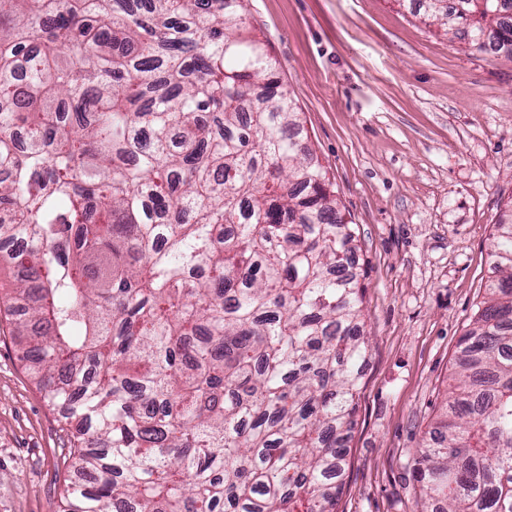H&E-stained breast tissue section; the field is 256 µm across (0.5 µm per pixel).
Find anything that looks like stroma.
<instances>
[{
    "mask_svg": "<svg viewBox=\"0 0 512 512\" xmlns=\"http://www.w3.org/2000/svg\"><path fill=\"white\" fill-rule=\"evenodd\" d=\"M356 226L369 355L338 512H415L467 319L512 218V61L413 0H247ZM0 324V512H57L70 431Z\"/></svg>",
    "mask_w": 512,
    "mask_h": 512,
    "instance_id": "35a3bbf8",
    "label": "stroma"
}]
</instances>
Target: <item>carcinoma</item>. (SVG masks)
Returning <instances> with one entry per match:
<instances>
[{
    "label": "carcinoma",
    "instance_id": "obj_1",
    "mask_svg": "<svg viewBox=\"0 0 512 512\" xmlns=\"http://www.w3.org/2000/svg\"><path fill=\"white\" fill-rule=\"evenodd\" d=\"M246 0H0L11 333L73 427L62 512H337L368 346L355 228ZM512 60V0H419ZM418 512H512V225Z\"/></svg>",
    "mask_w": 512,
    "mask_h": 512
}]
</instances>
